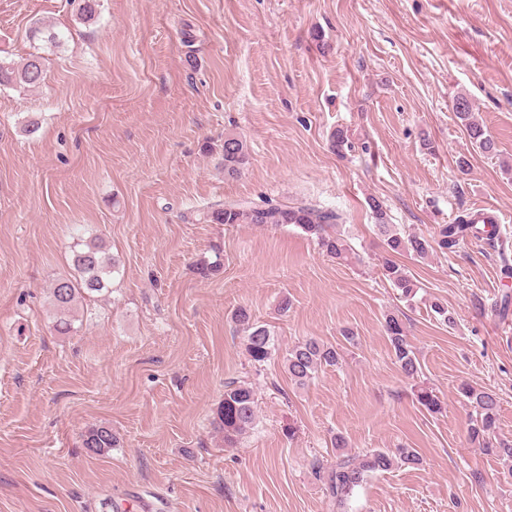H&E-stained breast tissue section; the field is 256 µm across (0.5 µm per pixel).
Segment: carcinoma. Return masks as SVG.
<instances>
[{"label":"carcinoma","instance_id":"1","mask_svg":"<svg viewBox=\"0 0 512 512\" xmlns=\"http://www.w3.org/2000/svg\"><path fill=\"white\" fill-rule=\"evenodd\" d=\"M30 39L38 40L46 48L61 43V34L52 27L37 25L30 31ZM45 58L40 51L28 54L18 66L0 60V87L37 88L44 81ZM455 117L464 126L468 137L476 147L491 152L494 142L484 126L474 120L471 102L464 96L455 98ZM204 150L219 155L224 175H238L247 162V145L234 135L224 136L221 144L207 143ZM370 208L375 215L378 234L383 237L385 253L380 257L382 275L405 298L414 297L420 283L407 266L398 260L402 255L425 258L439 248L454 249L470 231H477L478 225L460 216L454 224L439 226L437 236L428 239L417 235H403L394 225L386 223L382 204L373 199ZM195 220L204 224H253L260 227L293 225L315 239L319 249L327 256L342 262H349L353 249L343 234L336 231L341 223V214L334 210L315 207L311 204L288 203L264 200L260 204L249 201L215 202L195 210ZM74 276L53 279L50 290L56 310L54 329L66 335L74 331V308L80 299L100 295L108 291L116 262L111 258L98 237L77 236L73 251ZM235 320L243 327L246 336V351L251 361L261 364L272 355L273 343L269 331L251 322V315L245 308L235 313ZM385 331L396 362L408 379H415L420 372L416 352L411 345L404 323L396 316L385 322ZM341 353L332 345L315 338L306 339L288 350L286 368L291 381L305 386L315 379L319 370L334 367L340 363ZM463 400L473 408L475 417L470 419L468 436L484 452L494 455L505 463L512 462V440L496 434L497 412L500 399L485 387L463 382L459 386ZM417 402L428 412L441 410L439 398L430 387L417 386ZM256 403L252 387L239 381L224 383V400L217 407L214 429L224 446L232 448L240 436L255 423ZM119 440L112 429L104 425L89 428L83 435V447L92 454H103L116 447ZM418 465L420 458L412 448L373 450L361 457L346 453L336 455V461L326 466L317 461L314 467L324 480L326 490L336 505V512H342L345 505L362 485L368 474L387 471L397 465Z\"/></svg>","mask_w":512,"mask_h":512}]
</instances>
